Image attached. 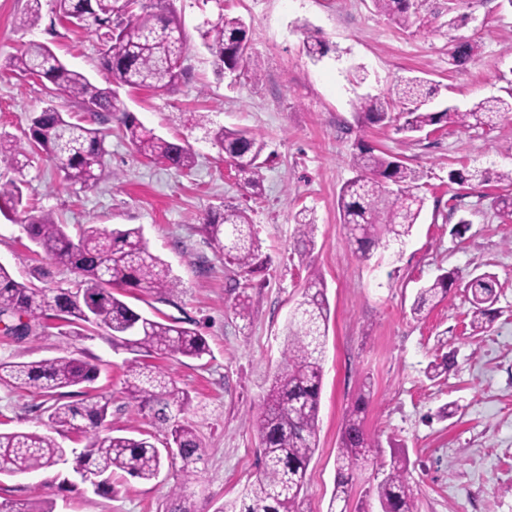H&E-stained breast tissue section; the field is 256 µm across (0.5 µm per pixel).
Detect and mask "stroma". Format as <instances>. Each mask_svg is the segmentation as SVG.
Masks as SVG:
<instances>
[{"label": "stroma", "mask_w": 512, "mask_h": 512, "mask_svg": "<svg viewBox=\"0 0 512 512\" xmlns=\"http://www.w3.org/2000/svg\"><path fill=\"white\" fill-rule=\"evenodd\" d=\"M174 6L188 45L186 82L120 95L146 127L192 145V173L143 159L112 120L103 129L118 180L71 185L38 158L19 175L0 164V182L22 177L30 206L73 229L141 227L149 250L180 279L179 293L168 300L138 291L126 301L145 315L188 323L209 346L200 360L146 357L192 399L184 419L205 448L200 478L189 488L196 512H218L259 472L260 448L248 419L282 365L289 313L313 271L325 283L330 319L303 512H329L344 417L362 395L368 400L364 425L381 455L377 464L354 467L348 512H381L375 488L397 449L409 461L417 512H512V223L496 206L497 196L512 190L497 178L512 168V112L489 129L440 124L416 134L364 127L357 116L361 97L390 92L412 77L438 86L439 107L465 109L485 98L512 96V0H427L423 28L395 25L373 0H174ZM26 8L27 0H0V135L15 140L48 101L39 85L6 64L21 44H47L70 67L97 84L106 82L94 26L63 25L54 0H41L38 26L22 29L17 20ZM221 13L245 21L258 80L218 75L198 29ZM464 14L470 22L450 29V16ZM306 28L329 48L320 60L306 54ZM457 34L480 45L460 69L449 63ZM201 113L213 125L263 138L269 161L259 188L244 187L206 129L195 126ZM360 141L419 171L424 198L404 244L379 247L367 260L355 254L337 206L354 175L351 156ZM472 169L486 171V181L448 179L450 171ZM229 203L248 208L258 229L261 266L250 277L247 320L233 310L237 268L217 259L201 232L206 216ZM301 210L315 220V246L307 253L296 243L294 215ZM463 219L468 228L462 233ZM0 263L21 281L35 265L44 267L52 287H68L75 278L70 268L36 254L21 221L1 214ZM446 272L465 280L482 272L496 276L499 300L484 333L473 334L471 305L460 287L412 315L418 288ZM67 349L98 362L94 390L111 397L113 434L143 432L164 447L168 431L124 391L128 352L114 350L105 334L66 337L52 321L23 338L0 333L2 362L52 358ZM445 354L453 356V366L429 379L428 365ZM39 402L29 390L0 383V429L49 433ZM451 403L457 413L441 417ZM179 479L177 469L168 467L148 483L117 474L116 492L108 497L58 467L0 475V503L26 512H41L49 499L54 512H170Z\"/></svg>", "instance_id": "obj_1"}]
</instances>
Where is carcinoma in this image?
Wrapping results in <instances>:
<instances>
[{
	"instance_id": "cac0c4a2",
	"label": "carcinoma",
	"mask_w": 512,
	"mask_h": 512,
	"mask_svg": "<svg viewBox=\"0 0 512 512\" xmlns=\"http://www.w3.org/2000/svg\"><path fill=\"white\" fill-rule=\"evenodd\" d=\"M378 10L400 27H423L426 0H374ZM62 18L101 31L100 65L107 73L108 86L94 84L84 73L71 69L47 45L28 43L9 58L13 70L39 75L50 100L31 119L25 141L0 145V162L21 173L36 157L51 161L69 184L96 186L117 178L106 160L108 150L95 123L112 117L136 152L152 163H162L177 172L189 173L196 154L186 142H174L144 127L128 111L119 89L167 90L188 76L184 65L186 37L181 16L168 0H133L124 13L116 0H56ZM41 19V0H28L19 26L31 28ZM200 37L220 73L258 79L259 73L249 50L248 28L238 17L221 14L204 23ZM307 55L319 59L328 46L310 30L304 32ZM478 51L477 42L460 37L450 53V64L465 65ZM438 94V88L417 77L401 81L396 97L367 96L360 101L364 118L374 123L402 122L405 132H421L441 123L469 128L489 126L505 112H512V99L491 97L461 111L446 106L435 111L424 104ZM62 99L76 105L89 118L81 121L56 103ZM211 140L232 162L239 181L256 189L261 185L267 143L245 129L224 126L208 130ZM357 175L343 187L338 207L348 225L350 239L362 258H369L380 244H401L417 223L423 198L418 195L419 175L400 159L360 144L352 156ZM22 185L0 184V211L18 212L23 204ZM299 242L314 247V224L303 211L294 217ZM29 241L46 258L75 270L78 279L68 288L43 286L46 277L38 268L28 281H18L0 264V321L22 323L24 335L44 320L61 322L63 336L79 337L100 330L112 338L114 349L134 354L124 363V390L139 407L158 406L159 423L164 425L180 459L181 480L172 489V512H193L187 489L199 478L197 464L203 460V443L194 427L179 421L191 404L187 393L138 354L161 352L170 356L201 359L208 345L196 330L178 321L144 316L119 298L129 288L153 292L168 299L179 291L180 281L170 267L146 247L139 226L111 231L90 225L69 233L53 213L21 219ZM207 243L214 254L236 266L245 275L254 273L258 242L246 210L224 205L219 216L203 224ZM457 276L447 272L432 284L420 288L412 305L419 315L448 296ZM496 277L483 272L472 276L464 288L471 294V329L479 334L491 321L497 301ZM253 306L246 291L237 295L235 314L245 320ZM325 284L313 273L303 299L294 307L287 326L283 367L274 376L266 400L250 420L261 448L262 469L247 485L241 497L224 504L219 512H302L300 503L308 465L315 451L322 385V361L329 321ZM98 364L62 355L51 359L0 362V382L36 390L47 404L48 422L56 430L74 433L87 440L78 452L65 448L38 431L0 432V473H34L70 459L93 479L96 491L112 493V475L121 472L144 482L156 479L174 459L163 454L143 436L101 434L111 398L85 394L77 402H64L60 390L90 385L98 377ZM363 407L348 411L336 457L334 501L346 512L352 468L375 458L374 445L363 426ZM382 512H416L410 485L408 461L403 451L391 453L389 472L376 487Z\"/></svg>"
}]
</instances>
